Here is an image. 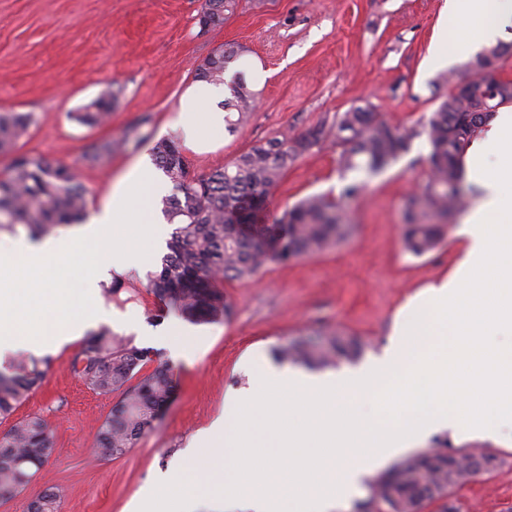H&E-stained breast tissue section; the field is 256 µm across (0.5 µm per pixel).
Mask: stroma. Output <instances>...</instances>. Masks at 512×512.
<instances>
[{
    "label": "stroma",
    "instance_id": "obj_1",
    "mask_svg": "<svg viewBox=\"0 0 512 512\" xmlns=\"http://www.w3.org/2000/svg\"><path fill=\"white\" fill-rule=\"evenodd\" d=\"M448 0H238L222 26L201 30L204 0H0V112H30L34 122L13 153L0 154L7 177L14 154L40 156L74 168L88 190L87 210L98 211L114 182L141 155L177 137L172 123L184 90L221 45L235 43L237 70L261 65L257 105L233 131L221 132V148L185 150L192 175L204 177L230 164L261 141L320 127L325 139L282 177L260 224L274 223L298 201L324 195L340 199L351 235L312 258L273 263L247 281L222 287L230 317L203 323L188 337L191 361L173 362L167 332L175 315L134 276V300L106 310L126 317L136 346L153 349L170 363L172 397L152 430L124 455L97 450L99 427L117 395L91 390L70 368L82 345L38 346L52 359L41 387L17 409V417L41 416L54 435L55 452L28 488L0 502V512H27L30 501L51 488L64 491L59 512H126L130 502L167 474L176 493L194 489L191 441L224 416L229 391L247 386L250 371L272 362L273 346L303 336L340 334L362 345L359 363L379 356L392 342L402 306L455 269L463 249L459 221L445 241L416 257L405 251L401 224L409 197L431 173L426 137L384 170L356 172L363 192L341 199L344 184L333 143L337 113L371 104L399 126L424 122L446 99L451 80L468 77L465 62L433 68L430 56L442 37ZM116 99L107 125L88 127L73 115L105 91ZM139 127L143 140L113 155L103 167L83 158L88 146L120 138ZM447 441L450 449L484 448L499 455L488 477L457 494L462 512H503L512 505V445L465 432L441 433L418 452Z\"/></svg>",
    "mask_w": 512,
    "mask_h": 512
}]
</instances>
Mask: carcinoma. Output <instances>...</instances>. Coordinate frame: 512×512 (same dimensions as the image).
I'll use <instances>...</instances> for the list:
<instances>
[{"instance_id": "cac0c4a2", "label": "carcinoma", "mask_w": 512, "mask_h": 512, "mask_svg": "<svg viewBox=\"0 0 512 512\" xmlns=\"http://www.w3.org/2000/svg\"><path fill=\"white\" fill-rule=\"evenodd\" d=\"M237 8V0H205L199 22L224 24ZM240 49L226 44L198 69L197 77L213 84L225 83L227 64ZM114 95L104 93L76 113L84 125L105 123ZM254 95L242 83L230 85L224 99V128L232 130L251 112ZM505 104L496 99L490 112H471L470 104L448 98L427 117L423 129L394 126L381 119L369 105L352 106L336 115L334 144L341 148L342 172H378L408 152L411 142L426 134L432 168L430 180L410 198L402 242L409 253L421 257L441 244L448 218L464 210L474 189L464 182L462 160L471 142ZM30 115L0 112V152L12 147L27 130ZM324 133L316 128L306 135L273 137L241 153L231 164L206 177L190 175L186 160L173 140L155 145V162L172 184V193L157 201L168 223L175 225L168 253L146 287L169 299L172 311L182 317L206 321L229 316L232 308L217 284L248 280L270 263L315 257L344 241L352 232L338 201L313 195L286 210L276 224L256 229L252 217L264 206L284 173L317 144ZM138 130H127L120 140H106L87 149L84 159L101 166L112 154L139 141ZM86 188L68 165L42 157L20 154L13 158L11 174L0 180V230L21 227L34 238L45 236L62 224L86 213ZM361 344L351 338L327 336L300 338L273 349L275 358L311 367H334L355 358ZM154 363V354L99 327L71 361V369L86 385L104 395L117 393L120 401L100 426L98 448L113 455L132 447L150 431L168 402L172 378L168 364ZM50 358L16 357L0 370V419L5 420L24 403L45 379ZM55 451L52 430L38 415L17 420L0 437V501H7L30 484L39 468ZM497 454L485 451L430 450L397 465L376 479L363 512H419L446 493L490 475L498 466ZM61 490L56 488L32 500L28 512H58Z\"/></svg>"}]
</instances>
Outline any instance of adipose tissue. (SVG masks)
Returning <instances> with one entry per match:
<instances>
[{"instance_id": "adipose-tissue-1", "label": "adipose tissue", "mask_w": 512, "mask_h": 512, "mask_svg": "<svg viewBox=\"0 0 512 512\" xmlns=\"http://www.w3.org/2000/svg\"><path fill=\"white\" fill-rule=\"evenodd\" d=\"M510 29L512 0H448L432 63L496 45ZM225 95L204 81L183 94L176 126L186 146L203 149L206 133L223 128L215 104ZM463 166L478 193L462 220V256L449 277L408 301L382 356L326 374L269 366L226 398L223 419L194 449L196 478L224 512H343L377 470L432 432L512 440V346L491 341L512 330V105L471 142ZM166 191L143 160L72 232L0 247V270L10 274L0 281V354L93 328L99 309L68 304L69 264L84 262L93 288L140 267L142 239L159 246L164 232L134 197ZM133 224L140 235L130 234Z\"/></svg>"}]
</instances>
